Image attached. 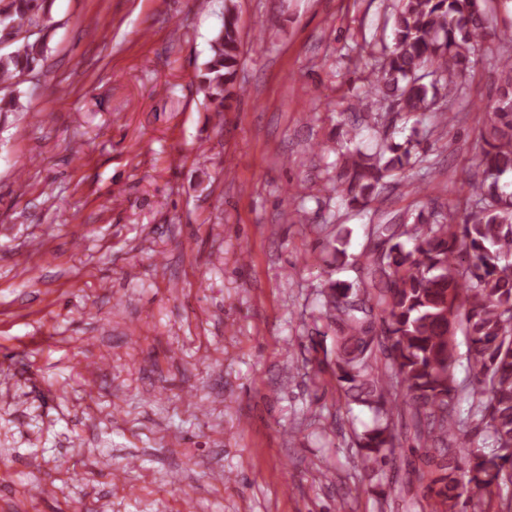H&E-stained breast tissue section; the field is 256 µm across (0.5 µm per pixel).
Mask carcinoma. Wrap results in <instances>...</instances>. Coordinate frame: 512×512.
Returning a JSON list of instances; mask_svg holds the SVG:
<instances>
[{"mask_svg": "<svg viewBox=\"0 0 512 512\" xmlns=\"http://www.w3.org/2000/svg\"><path fill=\"white\" fill-rule=\"evenodd\" d=\"M482 2L396 0L392 44L370 54L371 90L358 100L380 124L379 137L368 153L353 130L341 145L347 165L330 190L359 212L402 181L425 193L438 161L418 153L411 137L395 141L397 119L440 111L450 124L448 103L461 98L466 76L486 62L496 97L485 109L479 174L460 182L450 169L456 199L430 198L409 220L369 225L354 259L357 278L329 281L319 291L321 316L334 332L329 366L336 388L346 405L376 416L355 434L364 476L385 474L400 447L396 426L408 421L415 448L432 467L431 512H483L484 497L512 483V182L505 180L512 175V56L488 60L487 43L508 31L490 25ZM45 4L7 0L0 7V44L10 46L0 52L1 87L44 60ZM240 61L238 21L227 0L199 74L216 112L230 108ZM473 423L491 439V454L461 440Z\"/></svg>", "mask_w": 512, "mask_h": 512, "instance_id": "carcinoma-1", "label": "carcinoma"}]
</instances>
